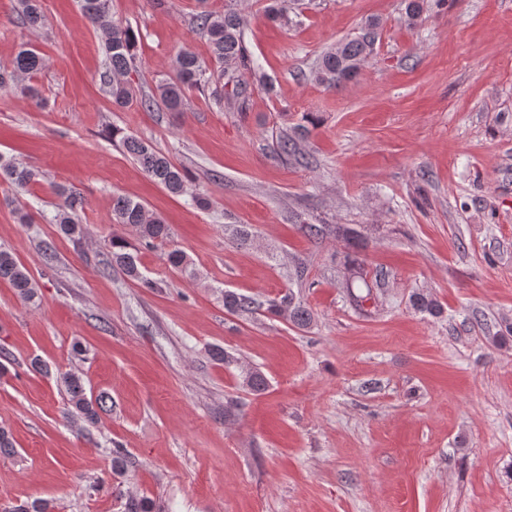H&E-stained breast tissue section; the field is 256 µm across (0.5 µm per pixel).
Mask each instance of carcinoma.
<instances>
[{"mask_svg": "<svg viewBox=\"0 0 512 512\" xmlns=\"http://www.w3.org/2000/svg\"><path fill=\"white\" fill-rule=\"evenodd\" d=\"M110 0H81V9L89 22L106 29L105 55L107 69L102 75L103 84L117 106H126L134 100H140L141 106L150 109L162 104L169 112H180L185 94L191 89L202 90L210 83L206 77L208 66L188 49L181 50L174 61V77L160 83L155 95L137 98L133 86L126 80L134 60L137 42L135 30L128 24L115 21L109 11ZM20 18L22 24L37 28L43 23L40 0H20ZM194 27L204 35L209 43L212 58L221 67V72L239 73L236 91L244 94L248 87V78L255 75L253 60L244 40L243 29L246 24L244 16L232 9L216 14L203 10L193 20ZM379 22L365 24L356 37L341 41L324 52L316 61L315 79L328 88H335L343 82L344 76L354 68L362 65L373 52L377 41ZM43 58L33 46L23 44L15 53L11 70H0V88L10 90L22 97L35 95L34 88L28 83L27 76L40 70ZM299 133L283 134L277 143V155L288 158L300 165H308L309 158L298 146ZM125 151L141 166L143 171L155 182L162 185L172 195H182L187 191L188 175L185 168L174 164L166 156L156 152L149 144L132 135L121 137ZM0 172L5 174L14 187V201L21 202V197L28 191L31 183L37 181V173L17 164L12 159L0 156ZM55 194L58 202L50 223L58 226L59 231L67 237L78 238L83 234L79 213L83 209V199L76 192L57 186ZM113 211L117 221L135 229L142 244L154 247L168 240L169 226L156 215L149 213L145 206L130 198L118 196L113 200ZM111 267L120 270L126 277L136 280L151 288L153 283L144 278L139 267L137 252L128 247L120 236H112ZM166 262L175 272H184L188 267V258L181 249H171L166 253ZM338 273L347 288V295L352 305L362 310L365 303L372 300V289L361 295L353 291L354 283L365 281L364 268L355 259L346 260ZM0 280H6L14 288L18 297L31 303L37 297L36 284L28 271L7 250H0ZM413 305L430 315L441 313L440 305L423 293L412 295ZM224 309L232 314L249 315L257 310V303L249 296L231 290L224 291ZM269 311L289 320L299 328L308 327L313 321V314L301 302L294 301L293 296L285 295L278 302L269 305ZM69 397L68 413L94 424L98 418L101 397L87 393L83 378L76 372H67L60 376Z\"/></svg>", "mask_w": 512, "mask_h": 512, "instance_id": "cac0c4a2", "label": "carcinoma"}]
</instances>
